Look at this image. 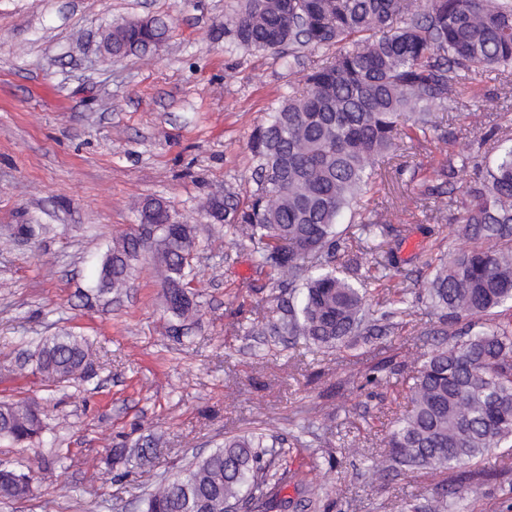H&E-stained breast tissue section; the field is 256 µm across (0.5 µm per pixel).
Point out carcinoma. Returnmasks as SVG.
Wrapping results in <instances>:
<instances>
[{"mask_svg": "<svg viewBox=\"0 0 512 512\" xmlns=\"http://www.w3.org/2000/svg\"><path fill=\"white\" fill-rule=\"evenodd\" d=\"M225 26L241 46L278 50L295 59L304 50L324 57L301 72V89L272 110L253 136L257 190L246 208L212 198L207 210L226 232L247 241L256 268L270 270L298 293L280 329L327 349L347 347L374 328L368 318L373 289L337 274L333 266L343 232L338 218L357 217L358 241H372L387 267L396 264L387 237L391 212L363 214L362 201L379 180L381 163L437 130L432 112L465 94L473 77L495 72L512 78V0H237ZM165 24L127 20L108 29L112 56L146 54L164 41ZM469 204L455 231L469 249L436 258L418 297L440 312L451 342L424 355L401 376L410 409L389 433L393 465L456 472L448 494L406 512H471L491 448H512V138L497 141L493 159L473 167L464 182ZM274 195V206L266 203ZM169 206L147 199L141 223L153 224V256L167 311L179 322L194 318L197 302L185 281L194 227L167 223ZM142 247L132 234L112 239L98 275L101 295L126 287ZM408 292L388 301L380 320L394 327L410 315ZM91 343L72 332L40 345L36 369L48 384L83 379ZM43 430L39 408L26 400L0 402V436L31 442ZM279 441L263 434L224 440V446L153 487L144 512H221L226 499L270 503L285 475L270 471L267 455ZM31 477L0 464V498L19 499Z\"/></svg>", "mask_w": 512, "mask_h": 512, "instance_id": "cac0c4a2", "label": "carcinoma"}]
</instances>
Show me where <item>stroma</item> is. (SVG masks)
<instances>
[{"mask_svg":"<svg viewBox=\"0 0 512 512\" xmlns=\"http://www.w3.org/2000/svg\"><path fill=\"white\" fill-rule=\"evenodd\" d=\"M235 0H0V401L45 408L39 441L0 437V464L27 473L30 493L0 500V512H140L149 485L115 459L141 452L154 481L169 479L230 436L283 439L273 459L287 472L278 506L256 512H402L447 490V470L373 473L388 460L386 435L406 409L392 369L410 373L443 342L424 302L409 323L354 349H320L301 338L252 334L279 322L288 294L256 271L246 244L224 235L203 209L211 196L246 203L257 185L250 148L270 107L295 85L316 52L289 62L287 49L248 50L224 29ZM168 25L144 56L107 59L101 34L143 16ZM497 101L481 111L484 98ZM439 136L395 157L371 209L396 215L390 247L399 264L377 283L420 291L431 257L470 246L450 233L467 204L454 183L436 214L417 177L441 185L449 157L470 165L512 137V84L476 78L464 99L437 112ZM160 198L174 220L195 228L189 285L200 313L178 336L163 303L151 251L132 264L112 301L95 295L113 237L137 232L136 203ZM24 224H47L38 239ZM64 331L89 338L92 369L82 381L44 390L35 343ZM379 379L367 383L369 374ZM69 485L59 496L45 472Z\"/></svg>","mask_w":512,"mask_h":512,"instance_id":"stroma-1","label":"stroma"}]
</instances>
